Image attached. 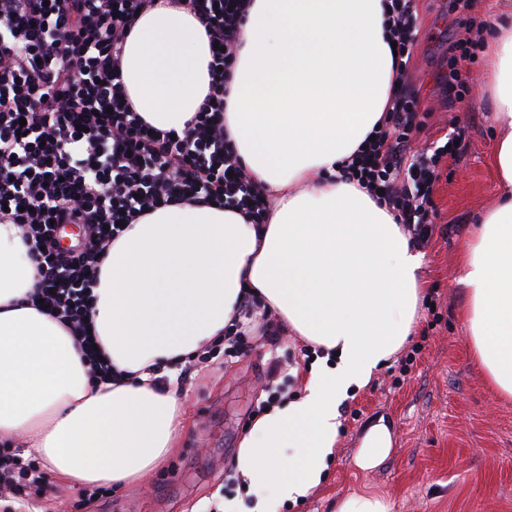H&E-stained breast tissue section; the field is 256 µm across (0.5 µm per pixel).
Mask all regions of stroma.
<instances>
[{"mask_svg": "<svg viewBox=\"0 0 512 512\" xmlns=\"http://www.w3.org/2000/svg\"><path fill=\"white\" fill-rule=\"evenodd\" d=\"M447 2L415 0L419 31L411 79L426 118L413 146L432 150L448 138L461 139L434 188L438 215L423 250L422 319L406 342L417 348L416 361L406 373L391 360L366 387L350 392L339 407L342 427L322 483L278 512H336L342 497L365 489L382 494L391 512H512V400L495 395L472 359L458 284L471 224L495 203L496 132L489 120L491 94L480 81L487 53L469 66L470 92L463 99L448 101L440 83L449 44L466 36L471 23L490 43L492 14L512 0H472L466 24L448 13ZM278 337L274 351L253 336L246 356L221 355L205 367L186 363L187 379L176 388L187 423L165 468L145 482L93 495L48 476L24 499L0 497V512H222L228 498L251 507L230 461L268 386L303 394L310 363L298 337L285 331ZM274 353L281 368L272 374ZM381 418L392 427L393 451L378 468L359 469L354 457L361 439Z\"/></svg>", "mask_w": 512, "mask_h": 512, "instance_id": "35a3bbf8", "label": "stroma"}]
</instances>
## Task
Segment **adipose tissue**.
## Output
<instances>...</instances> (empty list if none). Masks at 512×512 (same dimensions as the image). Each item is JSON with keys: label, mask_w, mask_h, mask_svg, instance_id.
<instances>
[{"label": "adipose tissue", "mask_w": 512, "mask_h": 512, "mask_svg": "<svg viewBox=\"0 0 512 512\" xmlns=\"http://www.w3.org/2000/svg\"><path fill=\"white\" fill-rule=\"evenodd\" d=\"M386 0H252L224 129L272 201L268 221L171 204L113 241L90 312L112 378L94 381L77 339L26 301L37 281L16 225L0 224V438L24 436L47 472L75 487L128 484L163 469L184 425L180 398L153 370L210 345L244 300L275 312L315 350L303 395L257 413L231 461L275 512L317 488L336 446L339 404L394 358L421 314L424 256L393 212L338 177L380 124L394 79ZM490 64L499 200L469 236L464 318L490 387L512 399V18L496 22ZM205 27L193 12L143 13L123 52L134 109L183 131L209 92ZM385 420L355 456L390 454Z\"/></svg>", "instance_id": "1"}]
</instances>
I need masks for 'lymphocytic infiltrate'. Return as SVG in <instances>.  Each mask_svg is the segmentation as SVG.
<instances>
[{
    "label": "lymphocytic infiltrate",
    "mask_w": 512,
    "mask_h": 512,
    "mask_svg": "<svg viewBox=\"0 0 512 512\" xmlns=\"http://www.w3.org/2000/svg\"><path fill=\"white\" fill-rule=\"evenodd\" d=\"M205 26L211 51L209 92L179 134L157 129L136 112L122 82V55L138 12L154 0H0V224L17 225L37 266L33 294L84 344L92 342L88 311L103 256L121 224L174 203H211L263 223L268 205L224 135V99L239 51L237 29L251 0H169ZM397 85L374 140L344 165L358 184L395 212L412 242L427 246L434 232L439 164L457 146L413 151L424 124L409 90L417 12L414 0H390ZM474 40H455L442 85L449 101L468 87L463 62ZM78 224L83 235L67 250L56 227ZM92 374L110 368L88 352ZM43 474L20 449L0 450V486L22 494Z\"/></svg>",
    "instance_id": "f902f5d3"
}]
</instances>
